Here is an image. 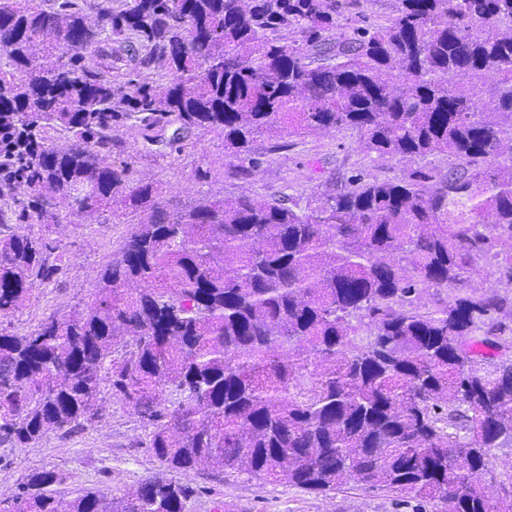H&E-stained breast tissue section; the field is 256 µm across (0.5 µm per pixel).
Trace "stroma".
I'll use <instances>...</instances> for the list:
<instances>
[{
	"instance_id": "1",
	"label": "stroma",
	"mask_w": 512,
	"mask_h": 512,
	"mask_svg": "<svg viewBox=\"0 0 512 512\" xmlns=\"http://www.w3.org/2000/svg\"><path fill=\"white\" fill-rule=\"evenodd\" d=\"M112 156L130 162L135 178L163 184L167 197L190 202L202 196L242 193L309 194L329 175H351L362 169L379 179L400 176L401 164L363 153L354 134L329 132L291 139L289 147L267 155L260 174L230 182L231 165L224 138L215 133L186 132L181 147L144 141L132 124L116 126ZM53 244L64 267L37 287L21 312L0 319L4 331L24 334L50 315L62 316L88 301L102 266L112 261L132 226L104 212L84 223L67 207H58ZM139 418L104 400L94 425L70 434L53 433L27 448L0 446V500L11 499L25 476L54 469L66 476L59 491L71 498L95 489L122 495L139 483L161 476L160 462L145 444ZM184 483L195 490L186 512H441L423 503L381 490L366 492L350 485L327 495L306 493L285 483L269 484L244 475L219 473L208 466L190 472Z\"/></svg>"
}]
</instances>
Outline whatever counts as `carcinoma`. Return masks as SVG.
Wrapping results in <instances>:
<instances>
[{"label": "carcinoma", "mask_w": 512, "mask_h": 512, "mask_svg": "<svg viewBox=\"0 0 512 512\" xmlns=\"http://www.w3.org/2000/svg\"><path fill=\"white\" fill-rule=\"evenodd\" d=\"M363 1L0 0V122L42 140L12 198L40 228L0 236V319L63 267L52 209L137 217L89 301L0 330V446L86 428L107 395L172 473L64 499L63 474L35 470L0 512H184L176 476L204 463L512 512L484 488L512 447V0L343 24ZM128 120L152 143L224 134L234 181L331 131L405 168L180 207L108 161ZM481 273L508 291H472ZM430 289L452 299L429 307Z\"/></svg>", "instance_id": "carcinoma-1"}]
</instances>
